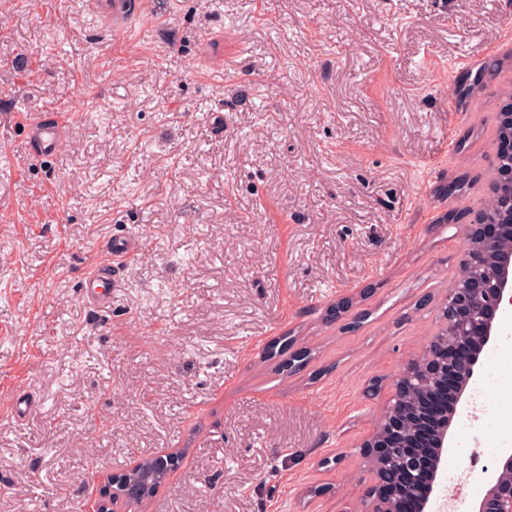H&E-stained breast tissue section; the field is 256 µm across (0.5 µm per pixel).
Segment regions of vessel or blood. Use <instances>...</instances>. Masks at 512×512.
Segmentation results:
<instances>
[{"label": "vessel or blood", "instance_id": "b4317fda", "mask_svg": "<svg viewBox=\"0 0 512 512\" xmlns=\"http://www.w3.org/2000/svg\"><path fill=\"white\" fill-rule=\"evenodd\" d=\"M71 115L67 112H39L30 115L24 131L32 155L51 158L62 141ZM106 260L85 273L81 294L93 307L105 310L111 307L112 297L123 286L119 270L138 253L137 238L131 233L113 235L105 245Z\"/></svg>", "mask_w": 512, "mask_h": 512}]
</instances>
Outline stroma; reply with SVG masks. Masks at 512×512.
Wrapping results in <instances>:
<instances>
[{
    "label": "stroma",
    "instance_id": "obj_1",
    "mask_svg": "<svg viewBox=\"0 0 512 512\" xmlns=\"http://www.w3.org/2000/svg\"><path fill=\"white\" fill-rule=\"evenodd\" d=\"M135 2L124 24L97 0H0V512H81L91 473L161 450L178 462L146 512H359L362 443L491 178L512 5ZM56 110L70 127L40 163L23 121ZM121 231L141 248L97 311L79 281ZM287 338L289 368L266 356ZM477 368L504 387L477 468L465 408L448 433L468 512L512 355Z\"/></svg>",
    "mask_w": 512,
    "mask_h": 512
}]
</instances>
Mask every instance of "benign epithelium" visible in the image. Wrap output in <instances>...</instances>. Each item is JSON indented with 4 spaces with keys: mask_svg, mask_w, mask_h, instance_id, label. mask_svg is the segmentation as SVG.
Segmentation results:
<instances>
[{
    "mask_svg": "<svg viewBox=\"0 0 512 512\" xmlns=\"http://www.w3.org/2000/svg\"><path fill=\"white\" fill-rule=\"evenodd\" d=\"M495 225L475 218L470 236L479 244L463 265L457 280L460 288L448 289L443 304L448 306L441 335L429 339L419 358L407 359L397 378H418L438 382L443 388L453 386L462 399L467 382L474 376L482 348L495 332V320L503 301L512 303V251L496 253L499 235ZM405 394L398 381L383 405L385 424L376 425L363 442L367 452L370 481L361 499V512H426L432 507L438 476L448 461V431L452 418H444L436 430L430 453L433 464H425L421 448H407L399 436L388 435L391 425L402 420L396 402ZM143 459L134 460L120 471L98 478L96 490L86 512H132L136 502L156 490L140 486L130 473L140 468ZM490 488L478 512H512V453L500 456L489 474Z\"/></svg>",
    "mask_w": 512,
    "mask_h": 512,
    "instance_id": "benign-epithelium-1",
    "label": "benign epithelium"
}]
</instances>
